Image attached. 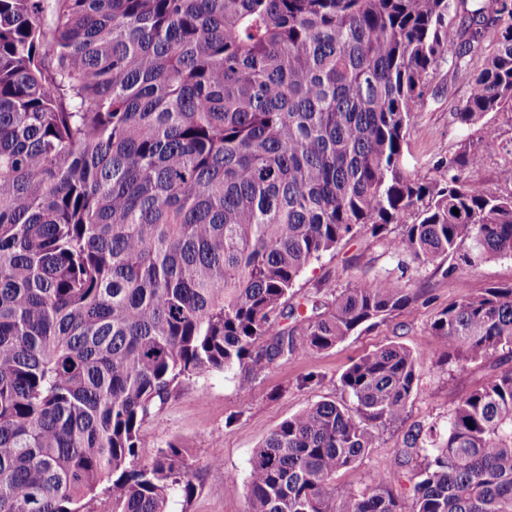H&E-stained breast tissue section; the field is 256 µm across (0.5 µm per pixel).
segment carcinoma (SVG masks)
Returning a JSON list of instances; mask_svg holds the SVG:
<instances>
[{"label": "carcinoma", "instance_id": "obj_1", "mask_svg": "<svg viewBox=\"0 0 512 512\" xmlns=\"http://www.w3.org/2000/svg\"><path fill=\"white\" fill-rule=\"evenodd\" d=\"M485 54L473 69L468 57ZM467 127L512 112V10L492 0H0V512H167L184 449L139 459L179 383L332 349L410 309L402 278L288 305L364 229L417 266L512 256V193L464 177L487 127L431 176L404 144L431 71ZM458 209L454 214L452 209ZM293 318L295 324L285 320ZM436 365L483 374L443 427L407 432L360 491L336 476L399 423L413 352L372 350L256 448L249 512H512V285L442 310Z\"/></svg>", "mask_w": 512, "mask_h": 512}]
</instances>
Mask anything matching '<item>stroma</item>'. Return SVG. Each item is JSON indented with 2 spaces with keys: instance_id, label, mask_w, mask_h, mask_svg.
<instances>
[{
  "instance_id": "1",
  "label": "stroma",
  "mask_w": 512,
  "mask_h": 512,
  "mask_svg": "<svg viewBox=\"0 0 512 512\" xmlns=\"http://www.w3.org/2000/svg\"><path fill=\"white\" fill-rule=\"evenodd\" d=\"M429 91L421 112L415 113L404 145L408 170L428 176L433 161L455 152L460 143H477L484 127H495L496 151L484 154L465 173L488 193L512 192V114L490 113L467 128L454 121L456 108L469 87L448 68L429 76ZM390 272L402 277L418 298L414 310L394 312L367 324L343 343L322 353L298 356L273 365L263 378L245 384L242 369L214 372L182 383L161 410L151 414L140 430L139 455L150 460L159 449L175 443L184 448L192 465L190 496H174L170 512H248L242 490L228 484L226 473L245 477L254 448L288 417L323 398L341 399L340 378L350 363L380 346L400 342L416 355L421 375L419 389L408 409L405 424L444 423L458 396L481 377L477 365L437 367L429 329L448 305L481 293L491 286L512 285V257H492L472 269H453L451 260L400 273L397 261L380 237L362 230L336 251L314 262L295 286L297 296L324 298L326 284L351 288ZM396 437L383 436L352 467L341 471L336 482L357 491L372 472L382 469L397 449Z\"/></svg>"
}]
</instances>
